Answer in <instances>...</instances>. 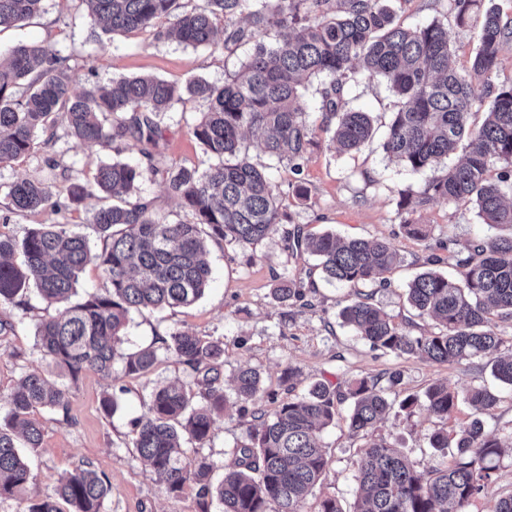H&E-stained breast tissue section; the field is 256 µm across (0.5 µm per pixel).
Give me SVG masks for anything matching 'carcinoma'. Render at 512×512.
I'll return each instance as SVG.
<instances>
[{"instance_id":"cac0c4a2","label":"carcinoma","mask_w":512,"mask_h":512,"mask_svg":"<svg viewBox=\"0 0 512 512\" xmlns=\"http://www.w3.org/2000/svg\"><path fill=\"white\" fill-rule=\"evenodd\" d=\"M44 0H0V30L32 18ZM103 33L145 30L166 19L164 32L192 46L213 43L218 25L224 44L254 41L253 52L224 83L196 80L180 92L151 76L118 77L74 94L69 77L71 55L40 43L14 46L0 61V167L37 145L57 138L59 114L67 120L64 134L80 143L116 145L133 140L146 162L112 161L83 179L70 166L47 160L54 178L67 183V203L52 201L49 185L20 180L7 185L6 198L16 211L53 203L80 205L96 196L105 201L92 216L105 246L95 251L88 239L67 224H43L19 241L0 234V306H26L35 286L49 305L65 303L58 315L36 326L40 348L75 379L85 369L111 373L116 359L126 376L143 375L158 360L143 349L120 353L130 315L144 310L190 305L209 284V243L245 250L282 232L284 249L296 258L318 257L329 282L350 287L388 284L384 274L400 261L388 241L340 238L332 232L312 235L283 227L284 190L268 169L286 164L301 174V161L317 145V133L328 136L341 154L361 150L376 134L368 112L349 106L347 87L356 75L384 79L395 101L381 147L387 157L411 173L429 170L424 189L456 204L474 205L485 224L512 229V80L494 83L502 47L512 42V21L485 0H450L459 23L481 18L477 46L466 72L451 63L448 31L432 22L406 28L396 23L392 0H202V5L173 14L176 0H79ZM320 81L319 101L310 107L305 82ZM206 103L207 110L192 135L214 159L199 171L161 164L160 118L182 94ZM489 100L479 126L469 122L475 103ZM259 144L269 164L249 156L247 139ZM162 178L187 218L160 216L151 200L139 195L145 181ZM115 202H108L110 198ZM420 203L412 187L399 191L397 209L406 215L401 228L409 238L426 242L428 225L407 218ZM458 277L428 270L407 288L409 304L420 317L435 320L438 331L413 336L380 308L357 297L341 312L344 322L372 347L398 355H414L434 363L484 358L502 339L493 316L512 320V234L475 239L462 248L443 245ZM21 250L24 261L12 256ZM93 264L105 274L107 287L76 303L78 274ZM315 281L284 276L273 297L288 305L302 300ZM195 376L197 390L161 385L134 422L133 447L162 478L166 490L180 493L197 487L200 512H209L216 497L223 512H303V504L329 464L321 432L350 402L349 427L366 435L394 408L413 411L418 399L395 404L383 395L376 379H355L346 389L314 383L307 393L271 410L257 408L249 442L237 449L235 467L213 485L212 465L188 459L185 441L203 444L210 438L214 416L224 410L226 396L218 369L224 342H205L173 331L164 341ZM493 375L512 386V355L490 360ZM238 400L257 403L263 396L260 373L245 368L235 378ZM69 389L48 383L28 371L10 395L5 426H0V501L23 494L30 470L16 445L21 429L27 447L42 442L40 427L29 418L36 408L67 412ZM427 409L447 421L456 416L458 395L441 384L426 391ZM475 409L471 420L453 437L433 436L435 448H453L452 466L421 470L383 438H373L357 462L359 495L353 512H466L491 481L497 460L507 452L484 430L482 415L496 404L487 391L467 395ZM111 491L108 478L87 466L63 476L55 494L33 502L28 512H60L57 500L72 512H100Z\"/></svg>"}]
</instances>
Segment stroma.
Instances as JSON below:
<instances>
[{
  "mask_svg": "<svg viewBox=\"0 0 512 512\" xmlns=\"http://www.w3.org/2000/svg\"><path fill=\"white\" fill-rule=\"evenodd\" d=\"M395 10L397 22L406 27L441 22L448 30L455 65L467 67L476 45V26H459L449 0H397ZM21 41L43 43L71 55L72 87L78 93L121 76H156L179 88L195 79L220 84L250 50L246 44L226 49L220 36L212 45L195 48L172 38L156 37L151 29L99 39L92 34L80 0H45L43 11L23 26L0 31L1 52ZM348 99L351 108L371 113L381 124L389 119L394 96L383 79L362 75L349 87ZM205 110L201 100L185 96L163 114L164 160L188 168L208 167L210 160L191 133L192 125ZM317 140L301 175H293L285 165L271 171L276 183L285 185L296 180L305 189L304 196L292 192L284 196L283 210L292 224L308 233L328 230L342 236L391 242L401 261L389 274L388 287H369L372 303L411 334L436 331L435 321L416 317L409 307L408 284L430 268L453 274L448 261L430 264L431 243L453 240L462 245L476 236L493 235V228L482 223L472 206L432 198L415 207L412 214L416 223L429 225L430 244L407 238L397 216V191L408 185L423 191L426 174L410 173L389 161L375 142L357 154L340 155L328 148L325 134H318ZM117 155L110 146L80 144L63 135L53 145L36 147L0 169V185L19 179H50L45 165L49 156L88 178L100 163ZM118 156L127 161L140 160L139 144L126 141ZM98 205L97 199L90 198L62 211L47 205L21 213L9 210L0 192V233L19 239L42 224H67L86 234L92 247L99 250L104 238L92 223V212ZM209 261L212 279L200 300L189 306L133 314L125 329L123 352L150 346L158 355L155 368L143 376H127L118 369L109 375L87 369L78 378H70L40 351L35 336L37 323L57 315L58 307L47 305L33 293L26 311L11 307L0 311L15 323L13 332L0 335V420L6 416L7 401L26 371L38 370L50 382L70 390L67 413L42 408L32 412L31 418L40 425L43 437L40 448L24 453L31 480L24 496L0 501V512H25L32 499L52 495L59 479L83 461L110 479L112 488L101 512H199L195 486H186L177 494L167 493L132 446V422L142 414L152 390L164 383L193 384L184 365L162 348V338L174 331L224 343L219 371L227 408L216 416L209 441L200 447H186L189 457L206 459L212 465L213 482L223 479L225 469L235 462L237 448L248 441L255 407L238 401L233 391V378L244 367L256 369L265 392L278 401L288 397L280 376L290 367L298 373L295 391L299 394L319 381L347 383L368 377L378 379L387 398L398 401L409 395L423 397L433 384H447L462 398L455 419L441 420L423 405L411 414L395 409L373 435L395 443L422 470L451 464L452 449L431 447L430 439L439 431H456L472 418L473 411L463 398L474 388L487 389L497 398L490 414L483 418L486 434L512 445V387L492 375L488 359L438 364L370 347L340 318L342 308L353 296L351 288L340 284L317 281L306 306L278 303L272 296L278 279L287 274L306 276L316 263L308 254L298 259L287 257L279 236H270L247 250L211 245ZM108 393L115 394L119 403L117 412L110 416L100 406ZM368 439L353 433L341 418L324 430L322 440L329 465L307 498L304 512H317L321 500L327 497L336 499L344 512H350L358 488L356 462ZM509 494L512 452L500 457L493 480L469 505L468 512H492L496 502Z\"/></svg>",
  "mask_w": 512,
  "mask_h": 512,
  "instance_id": "stroma-1",
  "label": "stroma"
}]
</instances>
